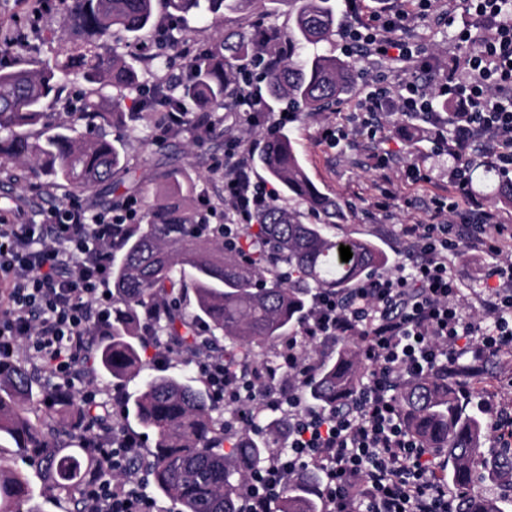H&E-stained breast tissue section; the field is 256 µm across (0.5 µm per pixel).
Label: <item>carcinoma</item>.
<instances>
[{
    "mask_svg": "<svg viewBox=\"0 0 512 512\" xmlns=\"http://www.w3.org/2000/svg\"><path fill=\"white\" fill-rule=\"evenodd\" d=\"M256 0H63L66 27L53 65L0 64V162L31 177V190L51 187L74 200L99 199L114 206V193L130 168L112 129L134 126L164 136L167 112L210 119L211 132L224 133L212 113L238 97L237 83L253 70L266 85L268 103L293 112H324L353 91L350 63L319 51L334 35L335 0H285L291 7L288 55L277 68L264 59L258 39L239 34L213 41L203 53L186 55V77L168 73V51L180 53V28H158V7L184 24L188 18L216 20L224 10L247 12ZM157 33V50L138 61L162 70L144 96L141 111H121L128 93H141L134 63L110 47L121 33L139 38ZM116 94H110L107 89ZM252 167L276 183L277 196L296 198L315 221L274 203L245 235L244 247L224 244V222L198 215L190 199L164 195L142 219L125 224L112 244V314L82 364L112 385L121 401H84L71 390L35 391L31 372L0 362V435L15 444L24 464L35 469L44 490L62 512H83L87 483L106 476L88 440L134 414L152 440L144 464L149 482L177 512H244L240 496L267 450L285 445L286 418L268 413L267 428L255 423L232 434L215 414L210 387L178 375H148L146 342L188 360L195 351L219 349L232 366L254 378L279 368L276 347L293 336L313 295L348 292L364 276L385 267L387 254L370 240L331 232L339 203L323 194L306 173L287 132L278 133L250 156ZM353 256L343 262L340 245ZM364 337L338 340L336 356L316 363L302 383L307 397L324 409L346 404L366 373ZM495 356L479 365L460 363L444 374L430 371L402 384L396 403L408 434L448 464V481L467 491L460 512H503L500 501L474 493L495 473L512 475V447L494 461L482 453L485 411L474 403L467 380L489 373ZM50 407L51 421L32 420L31 405ZM32 496L24 469L0 448V512L23 509ZM313 481L292 478L271 512H320Z\"/></svg>",
    "mask_w": 512,
    "mask_h": 512,
    "instance_id": "cac0c4a2",
    "label": "carcinoma"
}]
</instances>
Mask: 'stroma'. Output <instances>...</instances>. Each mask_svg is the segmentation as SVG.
Wrapping results in <instances>:
<instances>
[{"instance_id":"1","label":"stroma","mask_w":512,"mask_h":512,"mask_svg":"<svg viewBox=\"0 0 512 512\" xmlns=\"http://www.w3.org/2000/svg\"><path fill=\"white\" fill-rule=\"evenodd\" d=\"M459 23L435 26L418 22L404 33L421 56L437 55L439 67L430 74L438 79L461 60L469 47L459 44L454 34ZM355 93L337 104L334 111L302 114L288 123L303 165L312 182L322 192L336 198L343 216L336 222V233L368 239L388 254L390 264L401 259L402 225L412 223L418 212L443 196L448 179V156L437 149L427 134L416 131V121L391 115L382 133L368 139L355 126L354 115L374 83L390 86L401 82L397 73L369 66L363 59L352 58ZM120 135L126 141L129 163L136 170L137 181L128 194L134 201L165 194V172L179 170L193 185L194 204L216 202L223 194L221 180L212 178V159L223 158L224 148L218 138L192 139L190 132L154 142L150 132L127 128ZM401 153L402 162L391 170L376 166L380 149ZM392 181L400 198L390 216L378 214L372 207L380 186ZM59 193H32L13 185L0 186V207L18 209V220L26 224L42 220L49 211L65 207ZM491 253L479 256L459 249L449 252L448 268L458 280L465 303H474L487 286L486 268ZM475 389L486 409L512 404V353H501L489 379Z\"/></svg>"}]
</instances>
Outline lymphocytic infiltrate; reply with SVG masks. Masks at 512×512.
<instances>
[{
	"label": "lymphocytic infiltrate",
	"mask_w": 512,
	"mask_h": 512,
	"mask_svg": "<svg viewBox=\"0 0 512 512\" xmlns=\"http://www.w3.org/2000/svg\"><path fill=\"white\" fill-rule=\"evenodd\" d=\"M466 12L481 29L477 50L436 84L419 80L403 89L365 96L361 126L369 137L394 113L428 125L434 142L454 160L448 186L462 202L435 203L424 220L403 225L402 262L346 293L315 295L299 336L279 346L282 371L253 381L230 371L224 358L202 352L192 364L220 402L278 411L288 416L286 449H273L244 487L247 512H269L290 478L317 474L323 512H459L461 495L438 475L428 449L406 433L394 399L399 383L467 357L512 350V254L502 243L506 227L472 190V153L488 154L500 175L512 173V0H344L341 36L348 54L431 71L434 58L413 51L399 33L416 19H449ZM446 103L435 109L434 100ZM251 144L230 139L215 166L224 175L225 225L235 244L246 224L274 200L272 187L255 179L247 162ZM134 208L88 218L77 204L51 211L42 222L19 224L0 210V361H15L47 375L55 388L80 387L93 400L104 390L79 369L81 352L109 319L112 243ZM489 250L495 284L479 299L480 316L467 314L448 253L458 244ZM362 334L372 369L347 406L322 410L305 404L300 383L314 365L305 345L333 336ZM137 433L119 430L98 442L107 477L87 487L84 512H161L145 492L144 471L131 466Z\"/></svg>",
	"instance_id": "1"
}]
</instances>
